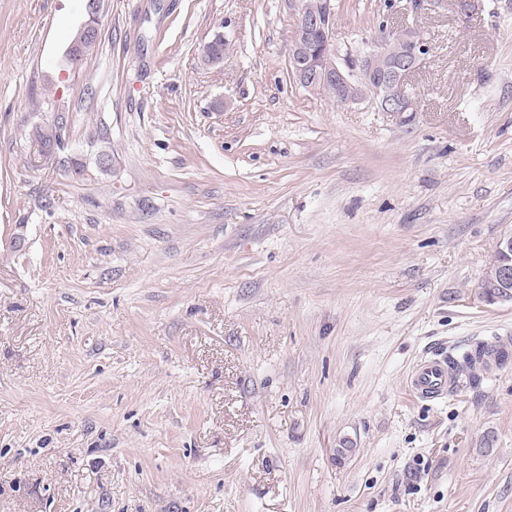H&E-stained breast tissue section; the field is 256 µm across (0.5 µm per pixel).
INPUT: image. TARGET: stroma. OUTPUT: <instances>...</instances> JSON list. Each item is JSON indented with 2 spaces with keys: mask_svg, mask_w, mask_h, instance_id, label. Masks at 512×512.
<instances>
[{
  "mask_svg": "<svg viewBox=\"0 0 512 512\" xmlns=\"http://www.w3.org/2000/svg\"><path fill=\"white\" fill-rule=\"evenodd\" d=\"M297 9L104 0L72 65L86 0H0V512H512V359L405 388L441 344L512 348L477 288L512 233V0H335L339 57L429 39L400 115L296 82ZM88 2L89 0L86 3L87 19L83 23L84 28L81 26L73 34V37L70 41V44L65 54L67 61L72 60L70 57V53L73 48H79L82 50L83 54H87L92 48L95 47L97 41L90 40L87 34L85 33L84 29L88 31V33L95 39H99L100 37L102 13L101 3L89 6ZM406 385L424 401L448 397V393L456 390L448 371V351H433L419 358L406 376Z\"/></svg>",
  "mask_w": 512,
  "mask_h": 512,
  "instance_id": "1",
  "label": "stroma"
}]
</instances>
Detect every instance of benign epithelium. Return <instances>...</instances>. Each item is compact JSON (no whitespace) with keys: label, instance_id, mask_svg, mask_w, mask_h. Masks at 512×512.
<instances>
[{"label":"benign epithelium","instance_id":"1","mask_svg":"<svg viewBox=\"0 0 512 512\" xmlns=\"http://www.w3.org/2000/svg\"><path fill=\"white\" fill-rule=\"evenodd\" d=\"M84 29L94 37L101 34V4L86 6ZM336 18L333 0H319L317 8L308 10L306 3L295 17L290 40L289 70L292 77L307 90L336 88V103L358 104L370 101L382 112H414L416 103L405 89L411 76L425 58L423 51L430 48L426 35L417 27L403 24L400 30L409 34L408 52L389 65L381 66L387 56L394 30L386 29L371 48L358 57L362 92H351L352 82L347 71L338 62L333 32Z\"/></svg>","mask_w":512,"mask_h":512}]
</instances>
